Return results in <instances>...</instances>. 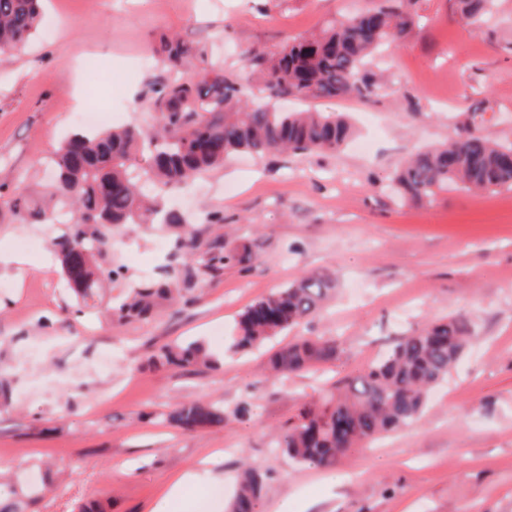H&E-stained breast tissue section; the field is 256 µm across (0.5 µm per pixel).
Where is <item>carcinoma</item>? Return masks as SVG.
I'll return each instance as SVG.
<instances>
[{
    "mask_svg": "<svg viewBox=\"0 0 512 512\" xmlns=\"http://www.w3.org/2000/svg\"><path fill=\"white\" fill-rule=\"evenodd\" d=\"M488 0H458L459 20L469 32L479 27ZM40 0H0V50H20L37 31ZM415 24L408 0H379L352 11L321 33L302 37L267 54L248 49L244 59L266 93L249 99L224 78L219 66L186 75L184 64L202 56L180 37L162 38L160 63L165 75L147 85L144 98L156 114L157 128L147 137L135 125L112 130L78 128L53 153L56 180L44 205L17 187L9 207L22 224L67 215V228L52 245L68 288L84 305L98 291L124 276L106 260L112 227L119 224H181L165 211L166 189L222 167L233 154L338 151L350 136L344 117L325 112H288L283 98L301 100L378 95L385 84L366 71L375 54L404 38ZM150 167L131 168L138 153ZM450 186L512 189V143L493 141L474 122L465 123L447 145L419 152L395 173L393 187L404 201L423 203ZM224 228L221 210L207 213L205 227L189 225L182 240L188 258L203 274L241 261L236 250L217 240L203 242L206 231ZM192 280L171 271L147 279L111 304L117 321L151 317L164 301L191 299ZM336 292V278L310 271L286 287L254 302L240 317L229 349L259 348L317 315ZM473 339L471 315L456 312L401 337L386 356L369 364L320 399L303 403L293 421L274 439V450L309 466L331 467L339 458L377 436L405 428L420 417L429 392L444 381ZM334 336H301L270 356V372L280 381L301 376L338 360ZM155 367H213L218 359L202 342L165 345L151 358ZM219 402L194 401L172 408L164 421L184 432L224 426ZM268 471L246 462L226 512H263ZM41 487L20 484L0 498V512H36Z\"/></svg>",
    "mask_w": 512,
    "mask_h": 512,
    "instance_id": "cac0c4a2",
    "label": "carcinoma"
}]
</instances>
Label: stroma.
<instances>
[{"label":"stroma","mask_w":512,"mask_h":512,"mask_svg":"<svg viewBox=\"0 0 512 512\" xmlns=\"http://www.w3.org/2000/svg\"><path fill=\"white\" fill-rule=\"evenodd\" d=\"M366 0H45L39 31L0 53V183L22 180L32 197L54 182L50 157L73 129V110H110L152 133L142 92L158 74L143 66L161 36L178 34L223 66L247 96L241 51L273 52L317 32ZM418 23L378 60L389 90L370 99L311 101L347 115L351 143L334 153L240 152L173 190L169 207L200 218L224 211L223 241L243 262L197 278L193 299L119 324L106 308H82L67 292L51 238L22 224L0 199V466L40 479L63 470L39 512H74L89 499L112 512H149L174 475L193 484L173 512H218L242 459L269 473L265 512H512V189L449 188L405 204L391 191L413 153L455 137L479 115L512 141V0H493L474 33L456 0H414ZM100 71L87 77L86 58ZM173 231L155 224L113 229L106 258L122 265L112 296L169 270L193 272ZM307 270L336 273L324 311L260 351L228 350L233 326L255 300ZM457 311L475 338L410 427L330 469L273 453V432L297 401L362 371L398 337ZM52 328H43V321ZM301 336L341 345L323 375L268 376L271 351ZM201 340L215 367L152 369L162 345ZM218 400L227 419L193 433L162 423L176 404ZM249 403L245 419L235 409Z\"/></svg>","instance_id":"35a3bbf8"}]
</instances>
